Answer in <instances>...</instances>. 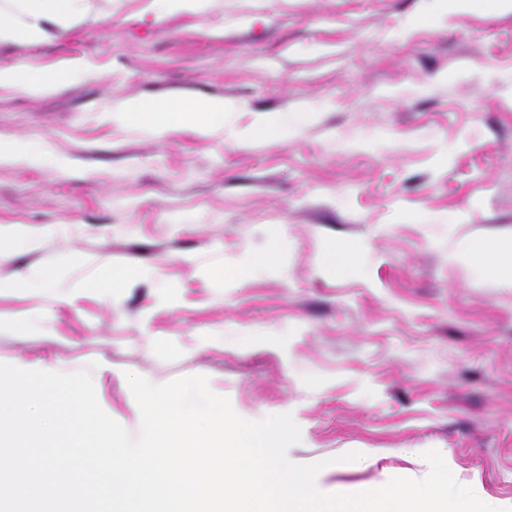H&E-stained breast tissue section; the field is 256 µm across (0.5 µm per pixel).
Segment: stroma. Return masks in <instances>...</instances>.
<instances>
[{
	"instance_id": "obj_1",
	"label": "stroma",
	"mask_w": 512,
	"mask_h": 512,
	"mask_svg": "<svg viewBox=\"0 0 512 512\" xmlns=\"http://www.w3.org/2000/svg\"><path fill=\"white\" fill-rule=\"evenodd\" d=\"M0 363L89 372L130 434L127 373L206 376L243 419L291 414L325 493L456 481L512 512V288L462 244L512 242V11L482 0H0ZM218 100L131 125L128 102ZM284 142H237L273 124ZM269 262L243 269L247 257ZM151 267L148 277L139 268ZM129 270L122 287L101 285ZM359 460L344 461V454ZM69 77V72L65 70H56L48 73L0 70V86L2 84L22 85L27 89L45 90L65 82ZM16 157L24 158L29 163L37 165L44 158V152L39 144L18 143L0 139V160Z\"/></svg>"
}]
</instances>
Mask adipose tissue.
Instances as JSON below:
<instances>
[{"label": "adipose tissue", "mask_w": 512, "mask_h": 512, "mask_svg": "<svg viewBox=\"0 0 512 512\" xmlns=\"http://www.w3.org/2000/svg\"><path fill=\"white\" fill-rule=\"evenodd\" d=\"M130 120L138 127L156 130L184 122L190 115L207 112L223 116V102L187 101L179 97L161 100H138L127 106Z\"/></svg>", "instance_id": "ef3b65f1"}]
</instances>
